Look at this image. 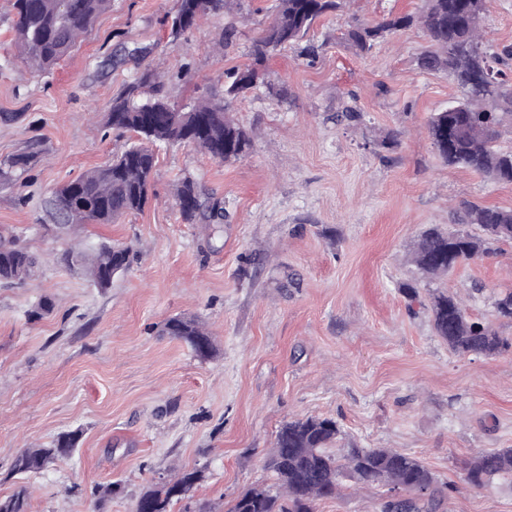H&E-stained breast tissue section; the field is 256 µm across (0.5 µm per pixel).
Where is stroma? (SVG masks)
<instances>
[{"mask_svg":"<svg viewBox=\"0 0 512 512\" xmlns=\"http://www.w3.org/2000/svg\"><path fill=\"white\" fill-rule=\"evenodd\" d=\"M12 2L0 0V114L18 119L0 122V158L33 139L45 152L23 185L0 186V231L38 258L30 279L0 288V495L26 487V512H132L174 469L198 468L193 506L222 512L270 483L262 461L280 427L318 416L336 420L342 445L423 462L448 486L440 512H512V480L477 492L461 478L464 461L512 448V354H453L427 310L431 293L457 295L471 317L512 336L493 308L512 289V246L441 277L414 263L422 231L453 226L468 202L512 208V185L448 167L435 151L427 121L459 91L447 72L418 68L429 45L420 28L367 55L341 37L349 20L377 23L422 0H346L310 31L314 64L288 49L266 61L286 100L260 87L234 102L253 135L247 156L220 163L190 146H158L144 210L77 237L52 230L47 198L133 142L106 116L140 64L104 60L145 47L144 63L173 76L175 104L222 96L225 70L249 63L275 0H242L241 13L177 38L178 0H112L45 74L12 43ZM482 24L491 51L512 47V0H486ZM228 25L237 30L229 46L219 39ZM348 104L360 119L337 123ZM186 175L221 203L223 223L182 220L175 190ZM103 238L131 249L130 268L108 288L61 262ZM45 299L52 312L33 317ZM176 315L210 332L213 358L161 334ZM73 430L81 439L71 456L12 475L22 449ZM110 482L116 493L97 502L96 487ZM382 495L349 483L318 510L378 512Z\"/></svg>","mask_w":512,"mask_h":512,"instance_id":"stroma-1","label":"stroma"}]
</instances>
